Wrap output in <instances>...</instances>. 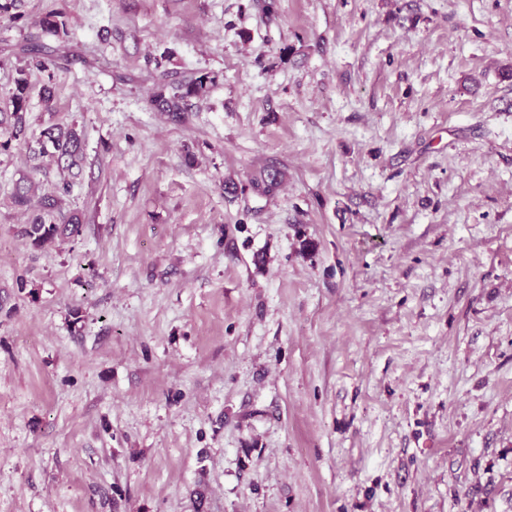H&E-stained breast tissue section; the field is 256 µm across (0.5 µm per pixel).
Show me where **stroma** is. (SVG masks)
Instances as JSON below:
<instances>
[{"label": "stroma", "mask_w": 512, "mask_h": 512, "mask_svg": "<svg viewBox=\"0 0 512 512\" xmlns=\"http://www.w3.org/2000/svg\"><path fill=\"white\" fill-rule=\"evenodd\" d=\"M22 70L83 226L0 151V512H512V0H0ZM214 81L215 77L202 74L175 85L172 87L173 92L171 94L166 95V89L161 88L152 95V102L162 112L177 116L180 112H185L188 98L205 96ZM36 144L37 148L30 147L34 159L48 158L63 174L75 177L84 165L85 137L76 124H52L41 132ZM71 182L63 178L54 196H36V187L32 181H21L13 193L14 201L19 206L29 205L34 209V216L29 224L19 231L35 247H43L57 238H68L79 232L82 214L78 211L62 210L63 196L70 193Z\"/></svg>", "instance_id": "stroma-1"}]
</instances>
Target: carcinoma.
<instances>
[{
	"label": "carcinoma",
	"mask_w": 512,
	"mask_h": 512,
	"mask_svg": "<svg viewBox=\"0 0 512 512\" xmlns=\"http://www.w3.org/2000/svg\"><path fill=\"white\" fill-rule=\"evenodd\" d=\"M215 78L202 74L172 87V93L160 89L152 95V102L163 112L178 115L185 111L187 99L203 97ZM28 81L24 76L15 79V89L8 103L0 107V148L7 149L11 142L26 141ZM32 149L34 158H46L57 168L72 177L81 170L85 154V137L75 124L55 123L45 128ZM71 182L63 179L54 196H36L35 184L31 181L18 183L13 193L19 206H30L34 216L21 228L20 234L35 247H42L57 238H68L79 232L82 214L77 211L63 212V197L70 193Z\"/></svg>",
	"instance_id": "obj_1"
}]
</instances>
